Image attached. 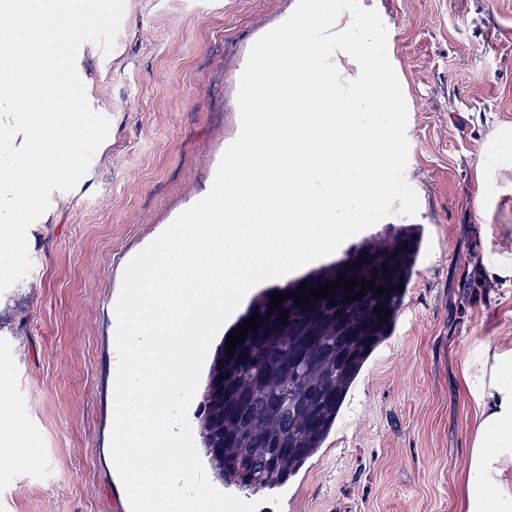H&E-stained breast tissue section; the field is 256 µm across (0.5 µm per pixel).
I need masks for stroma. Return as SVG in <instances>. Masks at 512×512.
Wrapping results in <instances>:
<instances>
[{"mask_svg":"<svg viewBox=\"0 0 512 512\" xmlns=\"http://www.w3.org/2000/svg\"><path fill=\"white\" fill-rule=\"evenodd\" d=\"M295 2L125 0L115 51L81 48L89 104L111 129L31 225V270L0 294V390L37 449L0 462V512H130L110 455L122 264L208 193L249 51ZM360 4L387 28L409 111L419 211L389 222L420 224L433 250L406 284L400 326L289 479L288 512H456L471 424L462 361L474 340L512 337V278L484 263L512 242V170L477 178L487 134L512 131V0Z\"/></svg>","mask_w":512,"mask_h":512,"instance_id":"obj_1","label":"stroma"}]
</instances>
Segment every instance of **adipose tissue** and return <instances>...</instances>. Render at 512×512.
Segmentation results:
<instances>
[{"label":"adipose tissue","mask_w":512,"mask_h":512,"mask_svg":"<svg viewBox=\"0 0 512 512\" xmlns=\"http://www.w3.org/2000/svg\"><path fill=\"white\" fill-rule=\"evenodd\" d=\"M461 388L472 420L459 512H512V339L473 341Z\"/></svg>","instance_id":"adipose-tissue-1"}]
</instances>
